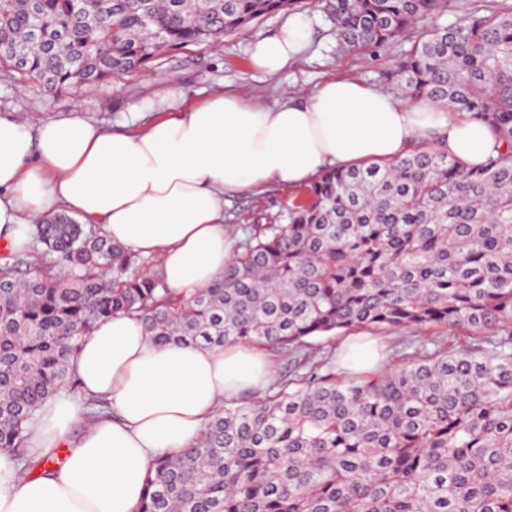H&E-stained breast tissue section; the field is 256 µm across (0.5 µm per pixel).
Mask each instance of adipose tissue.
<instances>
[{
	"instance_id": "adipose-tissue-1",
	"label": "adipose tissue",
	"mask_w": 512,
	"mask_h": 512,
	"mask_svg": "<svg viewBox=\"0 0 512 512\" xmlns=\"http://www.w3.org/2000/svg\"><path fill=\"white\" fill-rule=\"evenodd\" d=\"M309 38L300 17L288 18L251 42V63L278 73ZM158 104L150 125L122 133L74 109L36 122L0 113V242L26 252L36 225L65 212L158 256L167 284L189 294L219 279L234 255L228 198L270 182L302 186L327 167L389 162L432 130L468 165L500 147L466 115L409 106L342 75L271 105L221 91L190 102L174 87ZM69 365L81 397L60 390L28 426L45 475L28 478L0 452V512H137L157 456L196 443L225 401L271 381L258 348L158 346L132 313L96 324ZM89 398L105 401L101 416L88 418Z\"/></svg>"
}]
</instances>
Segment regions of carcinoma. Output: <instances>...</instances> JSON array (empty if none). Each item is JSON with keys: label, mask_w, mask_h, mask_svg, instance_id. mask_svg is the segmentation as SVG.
<instances>
[{"label": "carcinoma", "mask_w": 512, "mask_h": 512, "mask_svg": "<svg viewBox=\"0 0 512 512\" xmlns=\"http://www.w3.org/2000/svg\"><path fill=\"white\" fill-rule=\"evenodd\" d=\"M298 0H0L8 77L48 93L213 43ZM348 50L427 27L390 73L414 101L464 112L506 151L468 166L425 141L393 162L323 170L286 224H253L224 276L185 296L96 224L58 217L0 252V451L25 473L27 423L74 384L68 359L99 322L138 312L158 345H256L293 367L226 402L199 443L158 457L137 512H512V2L434 21L448 0H321ZM451 330L496 349L419 356L344 380L310 339Z\"/></svg>", "instance_id": "1"}]
</instances>
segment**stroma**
Instances as JSON below:
<instances>
[{
	"label": "stroma",
	"mask_w": 512,
	"mask_h": 512,
	"mask_svg": "<svg viewBox=\"0 0 512 512\" xmlns=\"http://www.w3.org/2000/svg\"><path fill=\"white\" fill-rule=\"evenodd\" d=\"M290 14L308 23L311 30L308 49L277 74L267 75L252 69L248 54L250 42L276 33ZM413 43V37L409 36L377 54L338 50L334 27L321 11L318 0H300L293 12L269 14L245 32L224 37L217 44L166 51L149 68L113 79L109 84L83 85L51 97L42 95L29 82L0 76V109L54 118L77 105L88 119L104 129L117 131L133 122L154 119L157 93L165 86L179 88L191 101L203 100L221 89L242 91L271 103L293 93L312 91L336 75L356 78L400 99L404 93L389 79L388 70L394 59L409 51ZM300 194L297 188L268 184L256 193L230 198L224 205V221L238 234L253 224L282 223L288 205ZM374 337L380 343L381 363L386 367L398 365L406 356L422 350L454 352L476 345L467 331L444 327L378 331Z\"/></svg>",
	"instance_id": "obj_1"
}]
</instances>
